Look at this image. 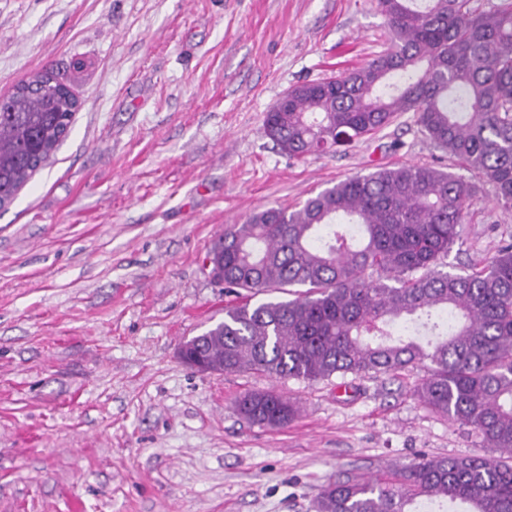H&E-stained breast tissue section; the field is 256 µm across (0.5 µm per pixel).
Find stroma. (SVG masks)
<instances>
[{
	"label": "stroma",
	"mask_w": 512,
	"mask_h": 512,
	"mask_svg": "<svg viewBox=\"0 0 512 512\" xmlns=\"http://www.w3.org/2000/svg\"><path fill=\"white\" fill-rule=\"evenodd\" d=\"M390 47L377 0H0V98L52 70L78 100L0 211V512H315L336 478L482 454L414 396L421 367L307 381L178 357L224 318L203 260L225 225L380 166L459 173L411 112L301 159L265 135L290 88ZM471 212L458 274L512 238L491 188ZM269 390L288 426L240 414ZM243 417L259 426L284 427L297 414V407L274 390L245 394L239 401Z\"/></svg>",
	"instance_id": "1"
}]
</instances>
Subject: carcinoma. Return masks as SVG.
<instances>
[{"instance_id":"carcinoma-1","label":"carcinoma","mask_w":512,"mask_h":512,"mask_svg":"<svg viewBox=\"0 0 512 512\" xmlns=\"http://www.w3.org/2000/svg\"><path fill=\"white\" fill-rule=\"evenodd\" d=\"M393 47L327 85L291 89L266 135L290 158L371 136L412 112L466 178L427 165L382 166L340 181L294 210L258 209L225 226L207 257L224 273V320L200 336L209 369L309 381L396 374L427 364L417 399L474 430L512 460V242L466 274L445 259L489 185L512 211V0H378ZM69 87H17L0 99V208L54 155L73 117ZM257 294H288L251 304ZM239 410L284 427L297 407L274 390ZM512 512V463L427 458L383 476L336 479L316 512Z\"/></svg>"}]
</instances>
